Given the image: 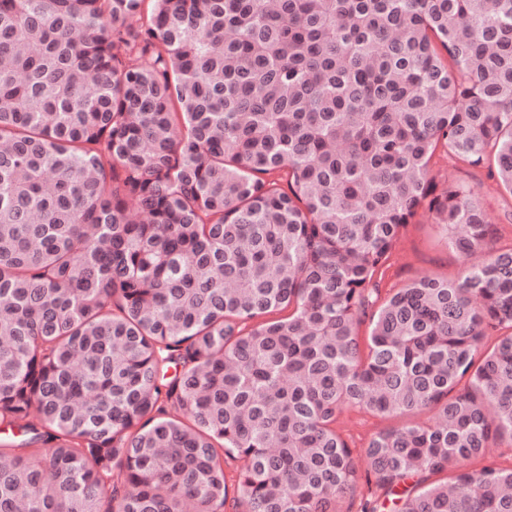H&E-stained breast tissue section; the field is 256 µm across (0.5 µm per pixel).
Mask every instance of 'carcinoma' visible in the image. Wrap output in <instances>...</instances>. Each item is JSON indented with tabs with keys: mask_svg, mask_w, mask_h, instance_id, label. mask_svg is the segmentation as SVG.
Masks as SVG:
<instances>
[{
	"mask_svg": "<svg viewBox=\"0 0 512 512\" xmlns=\"http://www.w3.org/2000/svg\"><path fill=\"white\" fill-rule=\"evenodd\" d=\"M439 151L512 195V0H0V512H224L226 457L336 512L354 408L427 416L364 449L393 512H512L462 468L512 445V249ZM423 208L481 258L382 298Z\"/></svg>",
	"mask_w": 512,
	"mask_h": 512,
	"instance_id": "1",
	"label": "carcinoma"
}]
</instances>
